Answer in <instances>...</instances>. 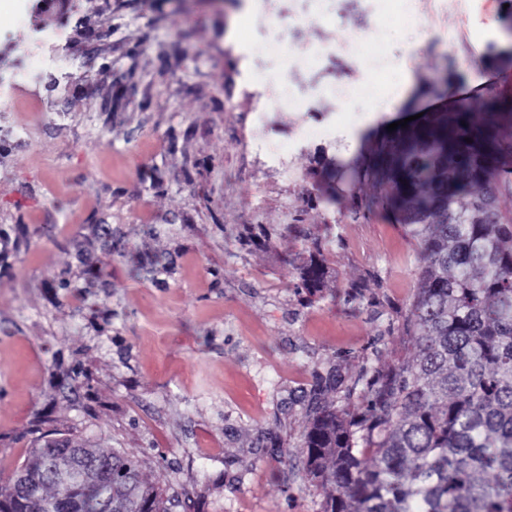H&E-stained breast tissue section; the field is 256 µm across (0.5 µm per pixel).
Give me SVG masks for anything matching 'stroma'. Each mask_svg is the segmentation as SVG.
<instances>
[{
  "label": "stroma",
  "mask_w": 512,
  "mask_h": 512,
  "mask_svg": "<svg viewBox=\"0 0 512 512\" xmlns=\"http://www.w3.org/2000/svg\"><path fill=\"white\" fill-rule=\"evenodd\" d=\"M334 0L285 37L329 55L291 83L333 78L405 98L386 111L325 100L262 112L245 58L268 38L258 0H7L0 61L31 42L26 12L65 26L64 78L48 72L37 107L0 112V477L43 435L137 455L171 512H320L302 469L303 396L315 374L412 362L388 324L418 288L415 246L392 217L353 218L308 202L320 149L361 156L370 131L406 113L512 98V63L481 57L508 38L502 0ZM380 25L394 60L336 52L347 31ZM328 135L294 149L298 126ZM290 147L268 162L255 137ZM271 238L249 242L255 225ZM317 252L321 288H300ZM68 287H60V280Z\"/></svg>",
  "instance_id": "obj_1"
}]
</instances>
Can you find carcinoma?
<instances>
[{"label":"carcinoma","mask_w":512,"mask_h":512,"mask_svg":"<svg viewBox=\"0 0 512 512\" xmlns=\"http://www.w3.org/2000/svg\"><path fill=\"white\" fill-rule=\"evenodd\" d=\"M481 112L465 105L390 132L370 160L346 170L327 158L315 198L336 201L334 182L369 183L352 213L391 211L415 242L419 288L401 328L416 360L369 364L344 382L334 370L307 394L301 447L320 512H512V101L492 90ZM316 257L301 270L317 288ZM360 401L352 409L349 401ZM88 452L107 462L120 512H168L162 489L124 450ZM58 449H32L11 480H38ZM97 477L70 490V512H91ZM59 487L36 483L0 512H58Z\"/></svg>","instance_id":"cac0c4a2"}]
</instances>
